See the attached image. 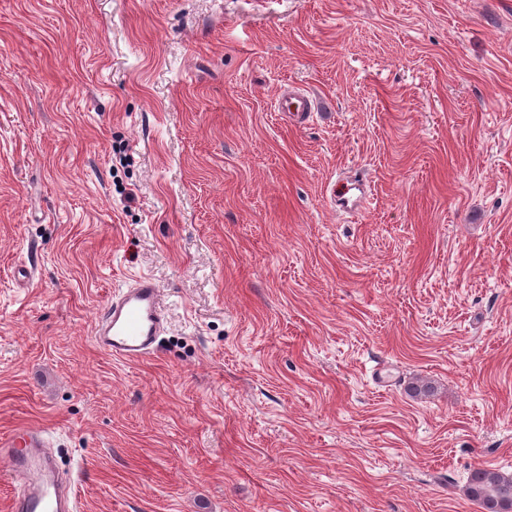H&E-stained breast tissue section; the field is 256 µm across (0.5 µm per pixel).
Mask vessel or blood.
Listing matches in <instances>:
<instances>
[{"mask_svg":"<svg viewBox=\"0 0 512 512\" xmlns=\"http://www.w3.org/2000/svg\"><path fill=\"white\" fill-rule=\"evenodd\" d=\"M164 321L160 289L146 275L113 297L98 317L93 340L114 358L138 361L152 350ZM44 430L21 426L0 435V456L8 459L19 487L9 512H74V496L56 472Z\"/></svg>","mask_w":512,"mask_h":512,"instance_id":"b4317fda","label":"vessel or blood"}]
</instances>
